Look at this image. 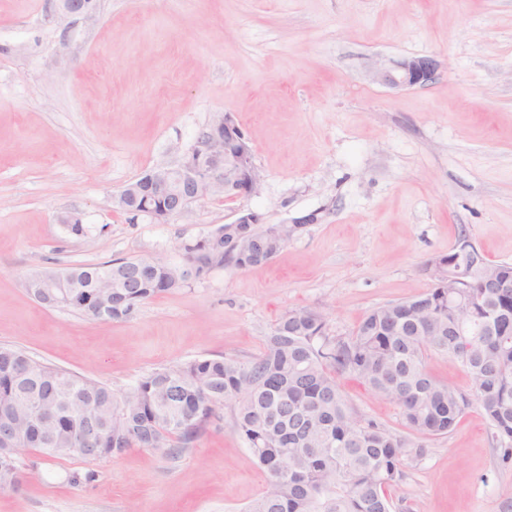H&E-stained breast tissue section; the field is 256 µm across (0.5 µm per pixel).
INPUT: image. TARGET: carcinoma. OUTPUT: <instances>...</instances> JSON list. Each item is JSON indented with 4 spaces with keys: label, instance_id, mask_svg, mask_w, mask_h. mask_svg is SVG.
<instances>
[{
    "label": "carcinoma",
    "instance_id": "obj_1",
    "mask_svg": "<svg viewBox=\"0 0 512 512\" xmlns=\"http://www.w3.org/2000/svg\"><path fill=\"white\" fill-rule=\"evenodd\" d=\"M461 236L451 249L468 270L479 254ZM284 244L260 239L247 251L232 241L205 239L183 246L200 273L231 264L247 268L276 257ZM507 288L478 278L461 288L435 284L411 302L384 304L362 317L347 336L331 333L310 308L286 311L249 362L201 357L154 370L128 392L40 362L20 348L0 346V405L9 403L20 439L0 460V483L21 470L23 450L37 447L32 407L17 393L16 378L35 375L34 395L47 416L54 457L80 456L84 416L101 433L92 447L106 457L152 448L168 457L189 448L233 404V429L268 475L245 512H391L388 489L405 476L424 446L359 418L339 385L345 375L401 408L405 427L419 438L447 435L475 399L494 429L502 458H512V263L501 264ZM74 280L60 307L89 315L102 279L110 283L108 322L129 320L143 303L174 294L186 282L171 264L139 258L65 269ZM455 301H450V297ZM431 355L446 356L470 376L472 395L437 381Z\"/></svg>",
    "mask_w": 512,
    "mask_h": 512
}]
</instances>
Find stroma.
I'll list each match as a JSON object with an SVG mask.
<instances>
[{
	"mask_svg": "<svg viewBox=\"0 0 512 512\" xmlns=\"http://www.w3.org/2000/svg\"><path fill=\"white\" fill-rule=\"evenodd\" d=\"M97 5L93 19H64L55 0H0V346L119 393L199 357L253 360L293 308L349 334L431 287L426 263L460 235L512 262V0ZM415 56L437 60L432 84L373 80ZM220 112L252 144L257 194L213 196L163 224L116 208L125 185L178 163ZM242 210L303 226L272 261L214 268L130 320L47 308L24 288L44 267L182 262L184 244ZM66 212L85 236L60 223ZM340 385L359 418L405 433L395 403L349 376ZM232 416L223 408L175 459L32 455L22 484L0 489V512H240L268 477ZM423 444L392 512H512V461L478 406Z\"/></svg>",
	"mask_w": 512,
	"mask_h": 512,
	"instance_id": "35a3bbf8",
	"label": "stroma"
}]
</instances>
